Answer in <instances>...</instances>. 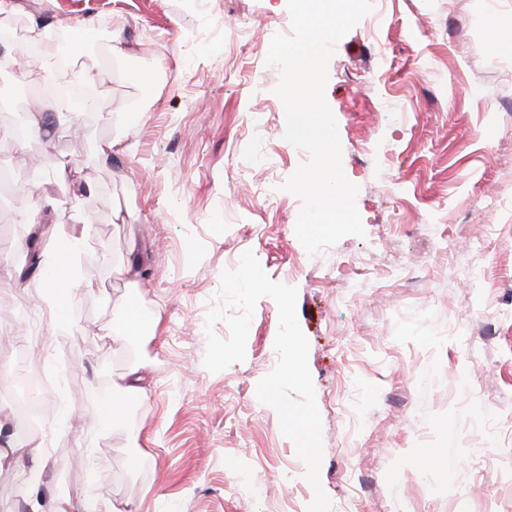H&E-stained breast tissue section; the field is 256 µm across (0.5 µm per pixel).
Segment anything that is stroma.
Segmentation results:
<instances>
[{"label":"stroma","mask_w":512,"mask_h":512,"mask_svg":"<svg viewBox=\"0 0 512 512\" xmlns=\"http://www.w3.org/2000/svg\"><path fill=\"white\" fill-rule=\"evenodd\" d=\"M22 5L24 24L93 20L102 34L85 49L106 77L101 109L78 115L74 135L52 122L51 100L17 99L21 76L0 73V113L44 128L21 146L0 123V169L50 176L33 199L46 223L95 228L68 290L69 335H41L29 354L57 421L54 466L29 495L19 466H0V512L90 490L100 512H307L306 467L255 393L278 362L273 299L256 304L244 361L204 366L207 330L229 335L206 325L220 276L247 251L298 290L331 512H512V52L487 38L491 26L512 36V0H373L335 44L325 99L366 235L313 255L295 235L301 201L283 189L309 154L284 137L280 71L267 63L287 0ZM110 139L120 149L95 166ZM22 204L0 199L8 408L16 348L35 323V281L10 273ZM127 261L138 287L112 274ZM119 298L136 300L139 318L116 334ZM135 367L146 392L127 396L118 434L105 432L98 395Z\"/></svg>","instance_id":"obj_1"}]
</instances>
